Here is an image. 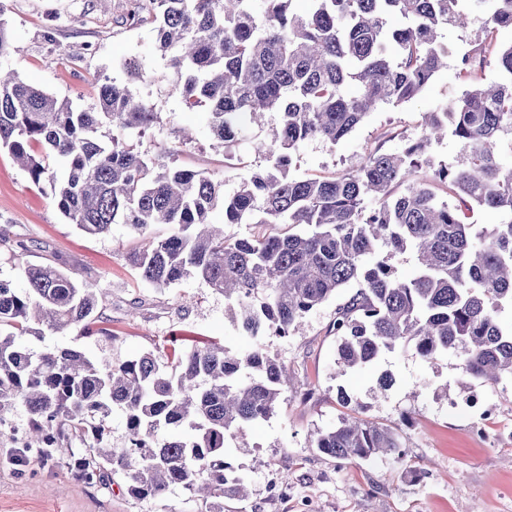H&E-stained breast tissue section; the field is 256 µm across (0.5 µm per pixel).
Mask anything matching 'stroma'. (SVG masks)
Listing matches in <instances>:
<instances>
[{"instance_id": "1", "label": "stroma", "mask_w": 512, "mask_h": 512, "mask_svg": "<svg viewBox=\"0 0 512 512\" xmlns=\"http://www.w3.org/2000/svg\"><path fill=\"white\" fill-rule=\"evenodd\" d=\"M131 0H0V18L19 46L9 63L27 84L83 107L96 102L97 74L123 80L121 62L138 56L156 70L165 62L155 51L150 26L131 28L122 16ZM494 67L474 74L443 70L419 98L401 107L374 111L349 137L337 144L310 142L299 150L298 172L329 175L356 166L365 150H401L420 131L423 114L448 96L473 84L495 81ZM140 98L155 103L161 126L140 139L142 151H158L170 130L190 127L194 148L176 158L179 166L204 171L224 181L225 192L264 168L256 147L265 138L274 114L251 126L232 159L210 139L206 117L185 111L178 96L158 86H138ZM0 229L11 244L0 245V279L26 286L28 266L50 264L94 284L107 296L102 309L106 334L79 335L67 329L46 334V348L85 350L96 360L119 363L144 352L163 356L169 337L200 336L242 347L236 327L225 316L222 294L190 278L165 289L143 282L127 256L141 244L127 226L89 236L68 224L50 192L40 191L7 151H0ZM20 240L40 242L21 251ZM345 300L337 295L312 311L298 333L265 339L271 355L295 372L273 416L247 428L232 443L230 458L250 479L242 501L225 500L224 512H512V440L490 445L476 436L479 416L471 403L478 397L512 419V384L460 383L456 359L448 355L430 364L412 351L386 356L378 367L340 372L335 364L336 338L329 325ZM389 373L395 383L378 393L377 380ZM345 391L365 407L368 418L398 426L412 471L394 460L340 466L309 448L310 434L338 422L337 402ZM22 406L0 414V512H206L189 491L177 487L161 498H135L127 481L111 483L81 478L65 457L43 459L18 447L14 428H26ZM287 483V496L275 487Z\"/></svg>"}]
</instances>
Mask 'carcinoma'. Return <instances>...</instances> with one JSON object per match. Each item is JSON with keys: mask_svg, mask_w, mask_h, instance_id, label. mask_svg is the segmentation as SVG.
Here are the masks:
<instances>
[{"mask_svg": "<svg viewBox=\"0 0 512 512\" xmlns=\"http://www.w3.org/2000/svg\"><path fill=\"white\" fill-rule=\"evenodd\" d=\"M131 27L152 26L167 60L157 72L137 57L126 80L97 77L98 100L79 108L23 82L0 65V150L84 233L125 224L142 236L130 256L142 281L170 288L191 276L224 295L227 314L247 344L232 350L197 336L169 341L166 362L151 352L101 365L76 349L35 350L27 335L74 328L104 332L105 295L52 265L26 269L17 291L0 280V414L25 407L26 447L55 445L78 475L122 473L138 498L181 486L224 512L249 480L227 448L270 418L291 384L285 363L263 338L288 337L306 316L356 284L336 308V365L363 370L408 347L428 363L452 354L460 376L512 379V0H133ZM483 19L484 38L459 60L463 73L495 61L497 81L472 86L425 113L419 136L399 153L371 149L356 167L330 176L293 174L300 147L336 144L378 107L398 108L427 91L448 67L440 29ZM152 83L202 112L224 157L236 149L243 120L278 114L257 146L267 167L224 193V181L174 164L182 136L163 154L137 147L159 112L134 93ZM451 135L462 147L430 165L428 149ZM42 153H37L34 147ZM438 186L448 189L439 198ZM222 201L224 223L210 214ZM507 217L470 224L474 210ZM166 224L168 235L151 236ZM226 224H296L287 235L224 234ZM411 251L418 273L403 282L389 260ZM349 413L318 429L310 447L340 463L391 456L405 461L401 436L363 415L344 391ZM124 415L127 446L112 447L106 419ZM170 434L160 438L158 431ZM88 441L73 452L68 439Z\"/></svg>", "mask_w": 512, "mask_h": 512, "instance_id": "cac0c4a2", "label": "carcinoma"}]
</instances>
